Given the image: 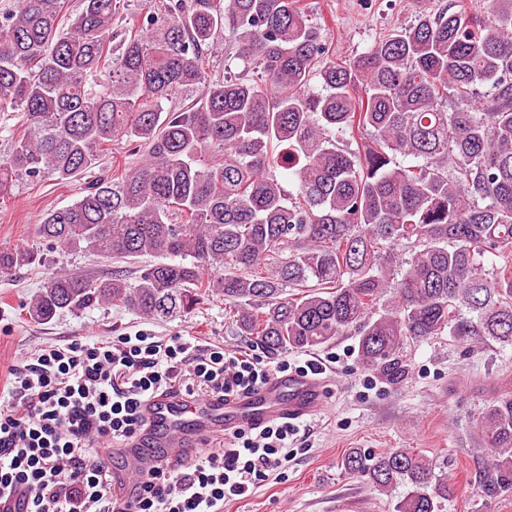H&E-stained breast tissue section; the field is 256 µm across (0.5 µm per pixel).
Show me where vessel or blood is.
Listing matches in <instances>:
<instances>
[{"label":"vessel or blood","instance_id":"1","mask_svg":"<svg viewBox=\"0 0 512 512\" xmlns=\"http://www.w3.org/2000/svg\"><path fill=\"white\" fill-rule=\"evenodd\" d=\"M326 397L324 379L295 372L271 376L259 388L228 398L190 401L177 393L162 395L146 402V429L129 443L128 453L145 472L163 460L188 458L215 438L239 429L304 420L321 411Z\"/></svg>","mask_w":512,"mask_h":512}]
</instances>
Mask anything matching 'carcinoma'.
Returning a JSON list of instances; mask_svg holds the SVG:
<instances>
[{
    "label": "carcinoma",
    "instance_id": "cac0c4a2",
    "mask_svg": "<svg viewBox=\"0 0 512 512\" xmlns=\"http://www.w3.org/2000/svg\"><path fill=\"white\" fill-rule=\"evenodd\" d=\"M126 2L82 0L66 28L65 0L0 13V128L24 126L0 162V203L23 175L79 181L38 238L161 257L132 282L51 273L31 320L112 304L172 321L219 297L269 352L352 333L359 363L391 381L414 341L512 346V0L447 3L344 61L301 0H148L115 32ZM232 59L256 76L232 74ZM119 141L143 159L109 172L104 147ZM32 261L0 246V274ZM475 428L489 450L477 496L512 497V393ZM341 464L383 493L411 487L395 512H440L454 494L413 448Z\"/></svg>",
    "mask_w": 512,
    "mask_h": 512
}]
</instances>
